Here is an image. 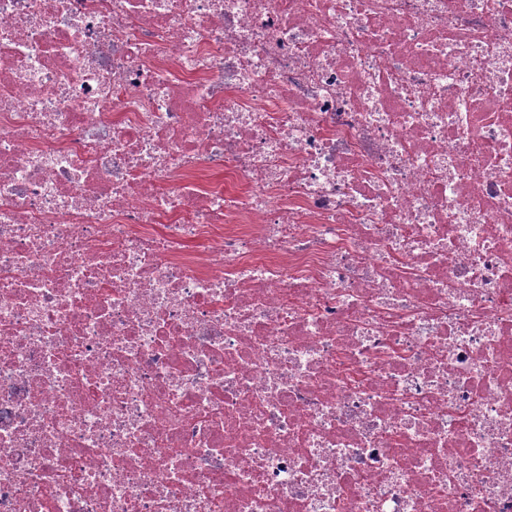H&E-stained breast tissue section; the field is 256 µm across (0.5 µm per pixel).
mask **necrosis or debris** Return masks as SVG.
<instances>
[{
	"instance_id": "necrosis-or-debris-1",
	"label": "necrosis or debris",
	"mask_w": 512,
	"mask_h": 512,
	"mask_svg": "<svg viewBox=\"0 0 512 512\" xmlns=\"http://www.w3.org/2000/svg\"><path fill=\"white\" fill-rule=\"evenodd\" d=\"M0 512H512V0H0Z\"/></svg>"
}]
</instances>
